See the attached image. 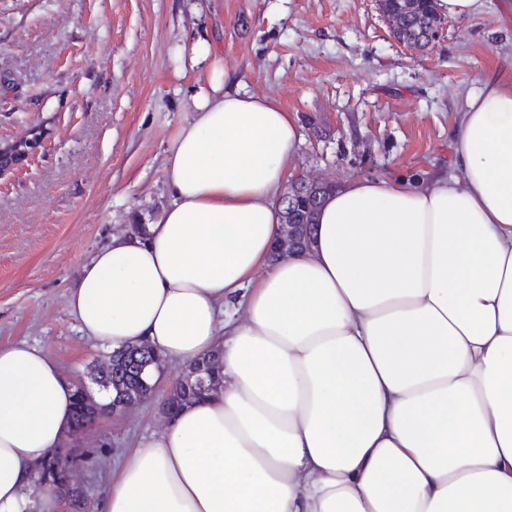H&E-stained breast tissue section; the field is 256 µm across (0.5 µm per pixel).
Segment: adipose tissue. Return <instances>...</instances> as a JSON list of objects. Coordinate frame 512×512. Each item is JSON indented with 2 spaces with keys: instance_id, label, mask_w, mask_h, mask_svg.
Listing matches in <instances>:
<instances>
[{
  "instance_id": "1",
  "label": "adipose tissue",
  "mask_w": 512,
  "mask_h": 512,
  "mask_svg": "<svg viewBox=\"0 0 512 512\" xmlns=\"http://www.w3.org/2000/svg\"><path fill=\"white\" fill-rule=\"evenodd\" d=\"M205 65L165 158L172 203L112 236L67 296L87 338L216 390L125 454L96 512H512V84L455 115L451 175L358 178L302 252L274 258L298 123ZM76 387L0 347V512H26Z\"/></svg>"
}]
</instances>
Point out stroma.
<instances>
[{
	"label": "stroma",
	"mask_w": 512,
	"mask_h": 512,
	"mask_svg": "<svg viewBox=\"0 0 512 512\" xmlns=\"http://www.w3.org/2000/svg\"><path fill=\"white\" fill-rule=\"evenodd\" d=\"M199 40L296 114L289 176L339 185L452 173L465 94L512 82V0L446 17L424 51L393 38L377 0H0V143L45 134L0 172V346L43 348L94 396L91 369L112 350L79 331L68 290L112 234L169 205L165 152L205 81L181 50ZM185 370L164 361L155 397L80 433L74 479L90 504L119 454L164 428L161 397Z\"/></svg>",
	"instance_id": "obj_1"
}]
</instances>
